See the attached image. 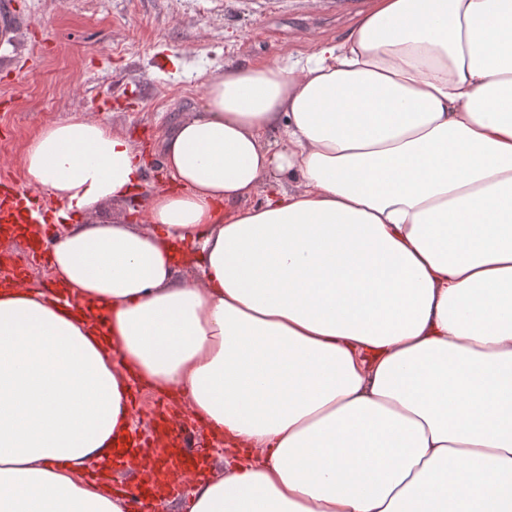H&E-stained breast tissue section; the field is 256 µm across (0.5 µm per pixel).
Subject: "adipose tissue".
I'll use <instances>...</instances> for the list:
<instances>
[{
    "mask_svg": "<svg viewBox=\"0 0 512 512\" xmlns=\"http://www.w3.org/2000/svg\"><path fill=\"white\" fill-rule=\"evenodd\" d=\"M158 149L141 226L86 221L140 183L128 138L26 146L66 299L0 290V512H128L86 474L133 378L240 454L187 512H512V0H367Z\"/></svg>",
    "mask_w": 512,
    "mask_h": 512,
    "instance_id": "obj_1",
    "label": "adipose tissue"
}]
</instances>
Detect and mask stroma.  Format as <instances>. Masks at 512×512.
<instances>
[{
	"label": "stroma",
	"instance_id": "obj_1",
	"mask_svg": "<svg viewBox=\"0 0 512 512\" xmlns=\"http://www.w3.org/2000/svg\"><path fill=\"white\" fill-rule=\"evenodd\" d=\"M363 0H0V169L22 179V157L41 127L82 114L131 137L146 161L132 200L105 205L104 221L170 185L152 146L203 103L225 66L304 56L346 36ZM168 415L196 437L218 474L234 455L208 442L185 403Z\"/></svg>",
	"mask_w": 512,
	"mask_h": 512
}]
</instances>
